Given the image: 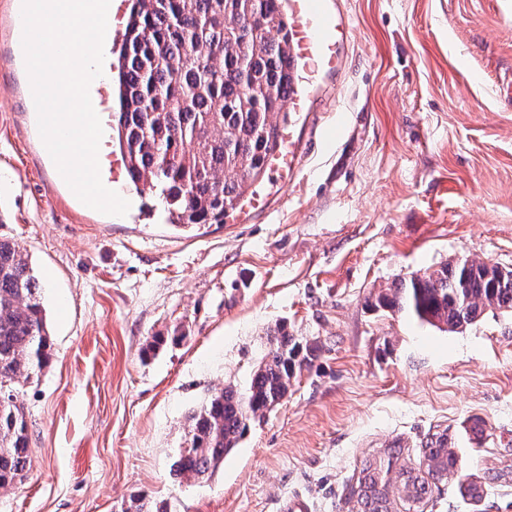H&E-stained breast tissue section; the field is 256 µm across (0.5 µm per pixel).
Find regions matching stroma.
Masks as SVG:
<instances>
[{"instance_id": "obj_1", "label": "stroma", "mask_w": 512, "mask_h": 512, "mask_svg": "<svg viewBox=\"0 0 512 512\" xmlns=\"http://www.w3.org/2000/svg\"><path fill=\"white\" fill-rule=\"evenodd\" d=\"M21 6L0 0V238L29 256L51 348L20 384L31 465L0 512H354L363 461L418 465L436 432L489 489L448 481L426 512H512V313L449 333L372 305L452 259L512 268V0H341L343 69L288 114L296 168L192 229L130 184L121 220L77 199L38 131ZM282 322L318 358L223 467L174 480L191 416L248 388Z\"/></svg>"}]
</instances>
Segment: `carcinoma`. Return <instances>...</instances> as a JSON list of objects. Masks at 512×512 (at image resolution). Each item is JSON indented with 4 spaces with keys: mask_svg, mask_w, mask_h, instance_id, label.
<instances>
[{
    "mask_svg": "<svg viewBox=\"0 0 512 512\" xmlns=\"http://www.w3.org/2000/svg\"><path fill=\"white\" fill-rule=\"evenodd\" d=\"M282 0H130L118 50L112 132L128 181L163 201L171 224H222L264 172L286 122L294 67ZM374 305L407 313L443 331L470 326L487 310L512 311V272L492 279L485 263L450 261L413 273L375 295ZM271 347L246 391L228 385L191 417L187 446L170 474L209 477L264 412L288 395L320 352L318 343L270 332ZM49 348L40 284L28 255L0 239V489L30 466L20 380L43 367ZM426 470L367 461L357 503L386 512L389 488L420 512L436 484L458 475L448 435L421 448Z\"/></svg>",
    "mask_w": 512,
    "mask_h": 512,
    "instance_id": "cac0c4a2",
    "label": "carcinoma"
}]
</instances>
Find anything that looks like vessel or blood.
Returning a JSON list of instances; mask_svg holds the SVG:
<instances>
[{
    "instance_id": "1",
    "label": "vessel or blood",
    "mask_w": 512,
    "mask_h": 512,
    "mask_svg": "<svg viewBox=\"0 0 512 512\" xmlns=\"http://www.w3.org/2000/svg\"><path fill=\"white\" fill-rule=\"evenodd\" d=\"M331 0H288L290 52L294 59V91L290 97L293 111H305L306 90L320 75L340 72L343 44L348 23L343 10H332ZM299 155L290 134H282L281 144L271 156L272 164L291 167Z\"/></svg>"
}]
</instances>
